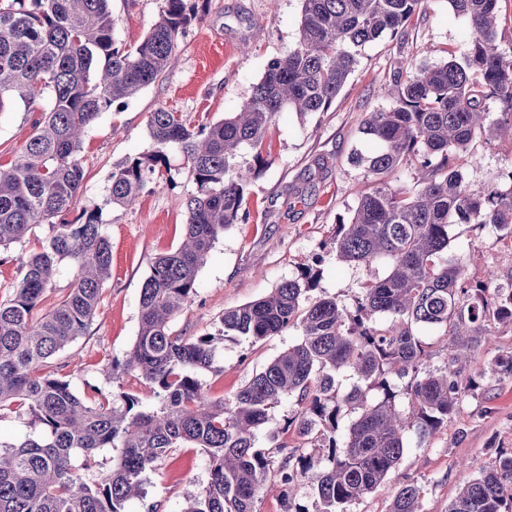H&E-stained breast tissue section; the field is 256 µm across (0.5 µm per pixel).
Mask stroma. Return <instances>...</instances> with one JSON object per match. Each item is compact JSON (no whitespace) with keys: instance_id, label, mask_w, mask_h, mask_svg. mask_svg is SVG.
I'll return each instance as SVG.
<instances>
[{"instance_id":"35a3bbf8","label":"stroma","mask_w":512,"mask_h":512,"mask_svg":"<svg viewBox=\"0 0 512 512\" xmlns=\"http://www.w3.org/2000/svg\"><path fill=\"white\" fill-rule=\"evenodd\" d=\"M110 7L116 45L132 48L157 22L164 0H111ZM301 9V0H208L206 12L179 40L174 69L100 114L87 129L77 208L99 212L112 246V268L86 335L50 362L51 370L68 376L76 391L92 384L111 394L114 385L105 368L133 345L143 282L157 254L183 240L186 202L195 191L182 154L172 148L159 184L132 206L116 207L107 201L113 164L152 150L148 116L159 105L196 125L239 111L267 63L295 42ZM471 37L469 24L448 0H426L403 37L386 34L362 47L355 72L328 111L304 116L278 112L267 138L270 162L249 187V218L219 236L198 273L197 294L172 321V330L185 336L217 334L225 309L268 296L313 263L319 276L310 299L333 297L340 306L355 309L366 268L338 261L330 239L369 184L355 155L370 156L379 149L362 133V121L367 112L391 106L385 88L401 58L434 65L448 53L462 52ZM33 118L20 102L0 112L1 164L19 155ZM471 154L461 165L465 180L502 188L500 171L512 166V142L481 139ZM450 237V254L466 264V286L485 281L490 270L499 274L498 287L512 286L511 236L479 224H456ZM488 328L491 341L472 348L470 364L458 378L462 397L447 425L426 438L408 431L400 466L376 493L352 504L350 512H386L393 489L409 480L423 488L422 512H448L449 500L473 478L475 466L512 451V378H502L494 366L498 356L512 351V325L493 320ZM300 339L296 328L257 343L243 336L219 337L216 369L204 377L209 397L231 399ZM209 476L200 449H174L149 475L142 498L127 504V512H181Z\"/></svg>"}]
</instances>
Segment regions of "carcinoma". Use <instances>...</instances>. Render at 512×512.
I'll use <instances>...</instances> for the list:
<instances>
[{
	"instance_id": "carcinoma-1",
	"label": "carcinoma",
	"mask_w": 512,
	"mask_h": 512,
	"mask_svg": "<svg viewBox=\"0 0 512 512\" xmlns=\"http://www.w3.org/2000/svg\"><path fill=\"white\" fill-rule=\"evenodd\" d=\"M497 2L449 0L472 30L463 57L431 66L401 62L388 88L393 105L364 120L363 133L381 144L367 159L371 186L331 242L338 260L365 265L355 311L331 297L307 302L317 281L311 267L271 295L225 310L224 334L256 343L297 328L301 339L224 402L210 399L202 380L215 370V336H182L170 323L196 295L197 274L218 236L246 221L245 194L269 162L265 137L276 114L328 111L358 65L359 48L385 33L403 35L424 0H302L295 43L270 61L239 112L197 126L166 106L150 113L154 149L112 166L108 202L131 205L167 166L171 146L183 154L196 191L187 201L185 238L154 258L143 283L135 341L109 366L117 384L110 397L92 385L80 395L47 371L51 358L85 335L112 264L99 212L72 222L63 216L83 184L86 129L173 67L180 35L205 6L165 0L142 42L126 49L112 36L110 0H0V112L8 102L50 101L16 160L0 165V264L15 262L20 271L0 300V420L23 410L40 428L19 442L0 440V512H125L147 475L185 447L207 455L210 477L182 512H258L273 467L283 512H309L296 503L303 476L317 498L314 512H348L399 467L408 430L430 436L448 421L460 398L454 367L482 340L483 323H512V288L465 287L462 260L448 254L451 224L512 231V190L472 185L458 167L475 140L512 137V123L488 120L492 98L512 110V52L497 45ZM402 166L417 172L411 191L387 180ZM38 224L47 225L40 249L13 254ZM65 260L76 273L45 309ZM381 261L390 265L383 277ZM423 327L449 328L441 369L428 366ZM340 371L358 380L342 398ZM127 374L151 385L156 408L139 409L122 390L118 381ZM389 374L411 377L405 409ZM290 399L288 426L327 453L280 443L273 457L257 446L271 413ZM349 414L340 443L338 423ZM102 448L117 455L90 482L85 472L96 468ZM421 496L418 483H402L388 512H421ZM448 512H512V453L479 466Z\"/></svg>"
}]
</instances>
